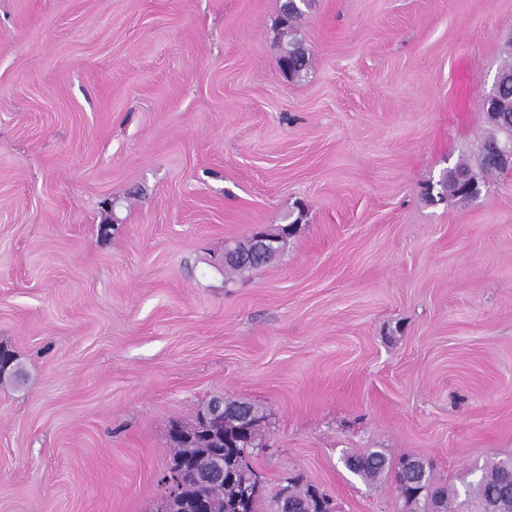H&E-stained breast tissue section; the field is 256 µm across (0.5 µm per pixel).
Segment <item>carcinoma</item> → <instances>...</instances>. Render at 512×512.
Returning a JSON list of instances; mask_svg holds the SVG:
<instances>
[{"instance_id":"cac0c4a2","label":"carcinoma","mask_w":512,"mask_h":512,"mask_svg":"<svg viewBox=\"0 0 512 512\" xmlns=\"http://www.w3.org/2000/svg\"><path fill=\"white\" fill-rule=\"evenodd\" d=\"M301 9L296 0H287L283 6L282 25L288 34V42L280 57V67L291 75L299 76L309 64V56L300 40L295 37L297 19ZM498 88L488 101L489 112L512 113V64L505 65L500 71ZM512 140V128H505L504 120L491 124V131L480 145L474 158H464L455 167L449 169L440 186L441 195L450 200L464 198V188L457 185L456 177L471 172L477 176L478 183L484 184L492 175L499 172L490 159L496 143ZM235 250L245 255L242 264H229L227 268L235 272H248L267 263L265 254L252 253L251 241L235 246ZM16 372V358L9 350L0 347V380ZM171 428L180 431L181 436L169 433L170 441L176 448L172 460L187 457L199 467L224 454L225 471L235 476L222 485H213L186 478L180 497L198 498L211 505V512H238L237 482L251 473L248 460L254 450L264 448L261 426L256 425L244 431L238 420L225 417L220 426H205L201 414L191 423L175 422ZM345 468L363 481L375 484L387 477L395 480L396 499L401 503L400 512H429L430 499L438 497L447 502V512H512V457L490 461L481 468V475L474 481L464 482L465 498L450 485L437 482L433 465L420 458L401 456L394 459L379 448H370L360 453H346L342 457ZM293 489L294 512H319L314 499L309 496L311 482L298 475L288 479ZM279 489H264L256 485L253 507L244 512H271Z\"/></svg>"}]
</instances>
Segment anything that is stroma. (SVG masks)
Here are the masks:
<instances>
[{
	"label": "stroma",
	"instance_id": "1",
	"mask_svg": "<svg viewBox=\"0 0 512 512\" xmlns=\"http://www.w3.org/2000/svg\"><path fill=\"white\" fill-rule=\"evenodd\" d=\"M0 0V512H159L168 429L264 411L267 488L342 512L512 455V171L440 198L512 63V0ZM297 223L259 270L224 248ZM296 2V0H288L283 6L282 25L289 38L284 46L279 65L288 74L300 76L308 68L310 61L302 42L295 37L297 19L301 16V9ZM288 485L293 489V502L295 510L291 512H319L314 499L309 496L310 481L303 476H295L288 479Z\"/></svg>",
	"mask_w": 512,
	"mask_h": 512
}]
</instances>
